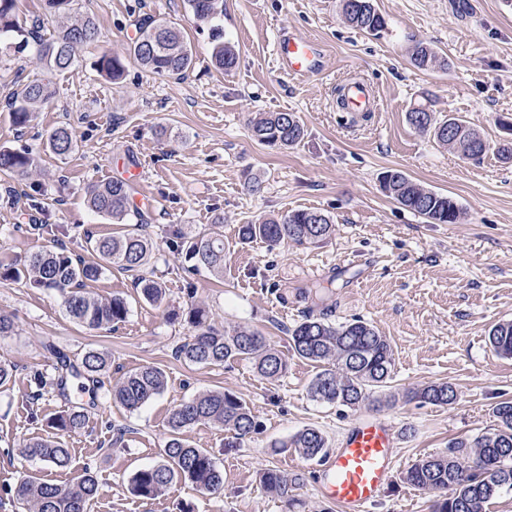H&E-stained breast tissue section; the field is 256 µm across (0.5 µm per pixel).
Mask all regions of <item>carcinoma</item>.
<instances>
[{"label":"carcinoma","instance_id":"carcinoma-1","mask_svg":"<svg viewBox=\"0 0 512 512\" xmlns=\"http://www.w3.org/2000/svg\"><path fill=\"white\" fill-rule=\"evenodd\" d=\"M197 20L210 24L213 30V60L221 69H232L236 62L234 46L224 41V0H187ZM343 16L352 27L377 36L386 21L373 0H342ZM17 0H0V42L6 41L16 51L30 49L50 72L61 73L75 63L74 48L97 39L94 19L85 16L63 26L56 35L46 38L39 26L19 23ZM412 64L419 69L447 65L425 42H417L410 51ZM133 62L159 77L181 76L194 64L191 47L180 30L156 19L139 25L137 36L127 56L102 54L97 61L99 73L115 82ZM52 97L50 84L35 80L23 85L11 96L15 125L24 126L31 116L30 108ZM408 123L418 132L433 135L439 143L455 150L468 161L480 162L491 149L490 143L467 121L450 116L435 119L424 106L407 113ZM252 135L269 146H293L300 142L304 130L297 116L288 112L259 114L252 126ZM46 145L58 156H66L76 148L70 129L60 125L48 132ZM34 164L26 149H0V172L23 175ZM382 191L404 208L432 224H455L460 209L452 197L428 190L401 171L383 173L379 180ZM132 185L123 179L95 183L88 188V202L99 216L118 223L129 215ZM333 232L329 216L309 210L292 211L284 217L266 219L258 224H243L239 236L244 241L261 239L271 246L284 240L303 245L322 241ZM151 240L140 229L120 236L86 239L88 260L72 254L64 245L33 253L27 264L18 268L0 264V280H26L34 288L55 290L63 297L68 315L89 329H102L125 321L128 308L121 298L102 300L86 292L89 282L97 281L108 268L137 271L147 261ZM175 250L184 258L187 269H208L216 276L224 274V244L221 239L203 235L176 243ZM141 298L150 304L163 301L165 290L155 280L139 277L135 281ZM184 321L194 329L191 339L177 346L175 356L194 365L230 364L248 360L257 373L277 381L288 371V360L258 331L236 326L221 331L208 322L206 311L190 306ZM294 354L320 366L309 386L310 396L323 403L356 409L371 392L382 388L391 379L393 350L387 339L370 323L354 318L340 324L325 316L308 314L288 329ZM494 352L512 358V321L495 324L488 333ZM61 369L74 377L95 381L107 367L106 355L96 349L84 353L77 363L58 356ZM165 387L163 372L145 365L126 373L112 388V399L128 410H136L159 395ZM410 397L421 404L448 406L455 400L451 385L446 382L417 386ZM495 424L472 438H462L448 445V452L427 455L406 469L403 481L435 497L434 512H487L490 501L503 489H512V400H505L493 410ZM88 422L81 409H70L51 421V428L60 438L37 439L26 444L21 454L38 459L49 466L64 468L70 456L62 437L83 430ZM201 423L224 428L229 435L227 446L234 448L239 440L258 428L247 403L229 391L198 395L175 406L168 417L170 437L163 448L164 461L137 471L131 480L133 494L154 499L175 482L190 484L195 490L217 493L224 485V473L215 458L203 448H194L181 438V432ZM305 459L323 457L327 439L315 428H305L289 442ZM260 483L270 493L294 504L288 491L292 480L283 473L267 469ZM98 492V482L90 470L74 485L63 487L42 479H26L16 488V500L24 512H89V505Z\"/></svg>","mask_w":512,"mask_h":512}]
</instances>
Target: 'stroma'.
Returning a JSON list of instances; mask_svg holds the SVG:
<instances>
[{"label": "stroma", "mask_w": 512, "mask_h": 512, "mask_svg": "<svg viewBox=\"0 0 512 512\" xmlns=\"http://www.w3.org/2000/svg\"><path fill=\"white\" fill-rule=\"evenodd\" d=\"M374 3L387 22L377 36L349 26L340 0H224V38L237 52L227 72L214 64L208 27L186 0H74L66 15L45 14L42 0H18V21L40 20L43 35L87 15L100 38L77 48L76 65L54 77L52 98L23 129L7 106L11 79L17 72L41 79L44 65L31 51L0 54V147L41 156L25 175L0 174V262L23 263L60 241L80 254L85 232H123L91 211L87 189L129 165L142 171L135 196L154 202L143 213L153 252L140 273L112 267L88 284L90 294L128 304L125 321L109 330L75 323L58 292L0 282V315L15 325L0 338V360L14 366L0 386V512H22L15 488L25 478L73 485L88 469L99 485L90 512H337L319 492L316 461L286 443L313 427L333 449L361 418L389 420L401 435L398 474L368 512H432V497L404 484L400 472L490 427L495 404L512 399V358L497 356L488 343L492 325L512 320V161L493 151L478 163L463 160L415 131L407 113L426 104L436 118L466 120L490 144L512 138V0ZM150 17L182 29L193 69L163 78L131 62L121 80L103 77L98 58L126 55L137 24ZM284 30L323 43L321 73L292 78L278 71L275 40ZM420 40L447 58V67H415L409 50ZM356 78L374 90L372 111L347 112L336 103L341 86ZM261 112L296 114L302 140L291 147L255 141L251 121ZM60 124L77 141L65 157L44 144ZM387 170L452 196L458 223H426L387 197L379 184ZM302 209L328 215L331 236L304 246L239 237L241 224ZM213 233L224 240L223 276L185 273L171 239ZM141 275L163 285L162 304L139 297ZM193 304L216 327L262 331L287 358V374L270 382L246 361L198 366L175 359L176 345L193 334L182 319ZM308 312L328 313L335 324L363 319L389 340L392 378L359 409L311 398L317 367L294 356L283 331ZM91 348L109 362L98 382L72 377L58 390V354L76 362ZM144 365L160 368L166 387L126 410L113 402L112 388ZM37 371L47 386L33 401L28 379ZM433 381L453 386V404L407 399L408 389ZM214 390L244 399L259 424L237 448L226 447L223 428L213 424L183 432L216 458L223 490L207 494L177 483L152 500L133 495L134 473L162 459L170 409ZM74 406L84 408L88 423L64 438L67 468L19 453ZM270 468L295 478L294 509L261 486L259 476Z\"/></svg>", "instance_id": "35a3bbf8"}]
</instances>
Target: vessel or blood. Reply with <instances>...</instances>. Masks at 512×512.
I'll return each instance as SVG.
<instances>
[{
    "mask_svg": "<svg viewBox=\"0 0 512 512\" xmlns=\"http://www.w3.org/2000/svg\"><path fill=\"white\" fill-rule=\"evenodd\" d=\"M276 59L288 76L320 71L323 48L318 40L283 34L277 42ZM352 109L372 107L370 86L361 80L346 88ZM396 439L391 424L380 419L357 420L320 472L319 491L339 512H367L381 496L396 466Z\"/></svg>",
    "mask_w": 512,
    "mask_h": 512,
    "instance_id": "1",
    "label": "vessel or blood"
}]
</instances>
